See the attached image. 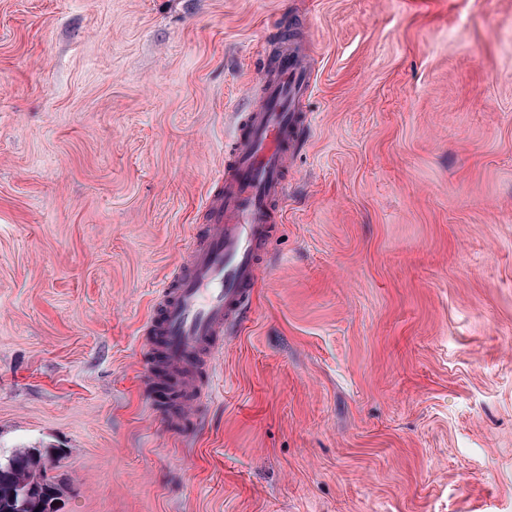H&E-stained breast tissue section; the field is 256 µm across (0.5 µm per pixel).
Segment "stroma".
<instances>
[{
    "label": "stroma",
    "mask_w": 512,
    "mask_h": 512,
    "mask_svg": "<svg viewBox=\"0 0 512 512\" xmlns=\"http://www.w3.org/2000/svg\"><path fill=\"white\" fill-rule=\"evenodd\" d=\"M291 26L284 222L205 403L145 377ZM64 512H512V0H0V456ZM35 453H27L22 459L16 457L13 455L11 459V465L10 467L7 466L5 458L10 456V454L4 458L1 457V463H0V512H13V508L9 501V499L6 497L7 493L13 486L16 474L18 470L27 468L31 469L35 465H41L43 468L42 471V480L43 483L41 485L42 489L50 490L52 488L57 489L55 486L56 484H59L53 480V477L48 475V471L50 470L49 463L50 460L47 462V452H44L41 448H30ZM38 456V460H35V455Z\"/></svg>",
    "instance_id": "35a3bbf8"
}]
</instances>
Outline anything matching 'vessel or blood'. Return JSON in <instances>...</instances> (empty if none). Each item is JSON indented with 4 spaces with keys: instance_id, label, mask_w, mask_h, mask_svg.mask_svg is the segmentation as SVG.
Returning a JSON list of instances; mask_svg holds the SVG:
<instances>
[{
    "instance_id": "b4317fda",
    "label": "vessel or blood",
    "mask_w": 512,
    "mask_h": 512,
    "mask_svg": "<svg viewBox=\"0 0 512 512\" xmlns=\"http://www.w3.org/2000/svg\"><path fill=\"white\" fill-rule=\"evenodd\" d=\"M259 80L265 100L248 112L231 165L215 177L220 191L206 200L208 222L196 229L180 265L157 285L154 314L146 323L156 350L146 377L171 391L165 415L172 423L200 409L197 377L218 351L225 327L246 314L249 288L283 221L275 203L287 190L288 134L308 120L300 106L310 75L301 52L285 48Z\"/></svg>"
}]
</instances>
